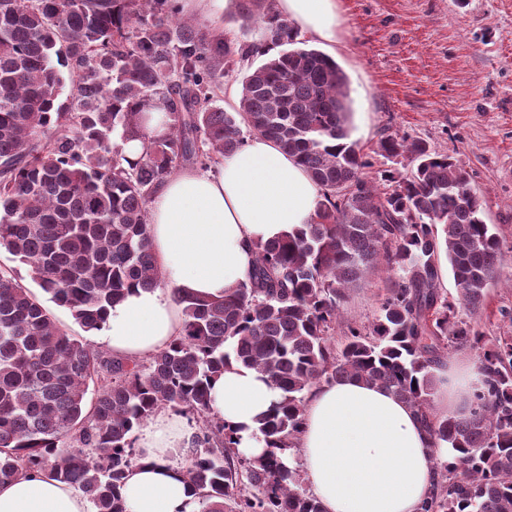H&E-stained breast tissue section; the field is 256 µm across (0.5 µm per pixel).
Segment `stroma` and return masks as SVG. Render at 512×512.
<instances>
[{
  "instance_id": "stroma-1",
  "label": "stroma",
  "mask_w": 512,
  "mask_h": 512,
  "mask_svg": "<svg viewBox=\"0 0 512 512\" xmlns=\"http://www.w3.org/2000/svg\"><path fill=\"white\" fill-rule=\"evenodd\" d=\"M332 58L347 77L351 138L367 154L369 179L390 163L383 133L453 151L483 202L486 223L504 235L500 279L479 323L503 333L499 307L512 308V0H336ZM384 271L350 291L342 312L371 322Z\"/></svg>"
}]
</instances>
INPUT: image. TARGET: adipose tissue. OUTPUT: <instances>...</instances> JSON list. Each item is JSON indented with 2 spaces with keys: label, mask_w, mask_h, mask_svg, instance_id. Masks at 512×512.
I'll list each match as a JSON object with an SVG mask.
<instances>
[{
  "label": "adipose tissue",
  "mask_w": 512,
  "mask_h": 512,
  "mask_svg": "<svg viewBox=\"0 0 512 512\" xmlns=\"http://www.w3.org/2000/svg\"><path fill=\"white\" fill-rule=\"evenodd\" d=\"M282 16L320 41L335 43L336 0H275ZM320 190L309 173L272 140L256 135L221 164L171 175L149 206L147 231L168 289L137 288L113 306L99 336L112 355L144 360L179 335L183 315L173 292L220 299L247 282L258 244L312 223ZM435 408L465 409L480 384L476 367L449 362ZM211 412L235 430L239 451L266 454L259 419L281 399L262 373L231 363L210 389ZM197 432L162 410L138 429L139 459L120 488L127 512H198L200 492L185 472ZM299 452L307 491L323 512H421L434 469L432 440L415 412L391 392L354 379L314 387L307 395ZM0 512H91L82 493L38 472L0 485Z\"/></svg>",
  "instance_id": "adipose-tissue-1"
}]
</instances>
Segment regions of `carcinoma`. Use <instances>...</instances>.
I'll use <instances>...</instances> for the list:
<instances>
[{
  "mask_svg": "<svg viewBox=\"0 0 512 512\" xmlns=\"http://www.w3.org/2000/svg\"><path fill=\"white\" fill-rule=\"evenodd\" d=\"M239 17L287 50L244 77L238 110L226 112L215 91L258 47L179 17L174 0H0V250L47 295L0 271V483L47 471L94 512H127L119 489L135 428L168 408L199 428L186 464L201 512H322L298 467L240 456L211 415V381L235 361L282 392L259 427L268 447L294 446L315 385L356 378L410 405L432 439L422 512H512V335L488 336L459 314L485 308L500 229L484 221L466 170L424 140L383 135L388 190L365 177L337 63L297 46L267 0H241ZM159 103L169 132L148 139L143 118ZM244 127L307 170L317 219L258 245L251 278L224 299L173 293L182 334L142 363L58 326L50 302L99 331L131 289L160 285L151 198L178 168L233 153ZM136 138L146 146L131 160L123 145ZM381 266L375 321L344 322L349 289ZM455 349L477 353L482 380L466 410L439 414V372Z\"/></svg>",
  "mask_w": 512,
  "mask_h": 512,
  "instance_id": "1",
  "label": "carcinoma"
}]
</instances>
